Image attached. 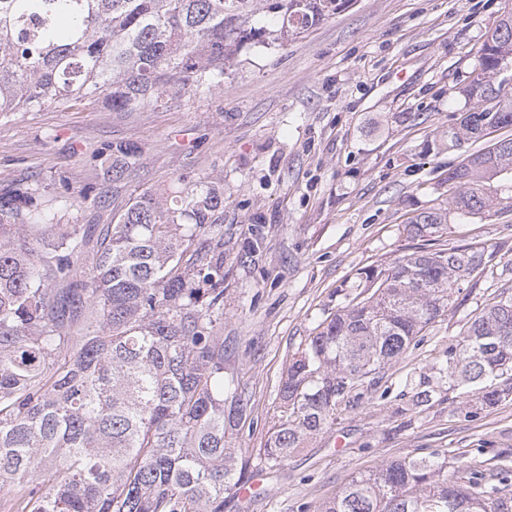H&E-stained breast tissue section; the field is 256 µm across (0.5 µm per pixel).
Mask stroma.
<instances>
[{"label":"stroma","instance_id":"stroma-1","mask_svg":"<svg viewBox=\"0 0 512 512\" xmlns=\"http://www.w3.org/2000/svg\"><path fill=\"white\" fill-rule=\"evenodd\" d=\"M512 11V0H354L301 37L245 45L219 87L171 90L134 112L95 97L0 114V196L35 189L59 224H108L146 190L178 178L220 180L224 209V374L252 414L229 431L232 447L264 446L290 356L344 305L359 269L387 268L418 242L409 216L447 208L449 167L476 149L449 148L471 102L462 94L476 50ZM126 142L141 158L105 203L100 156ZM496 203L450 216L434 249L480 243L489 273L467 289L387 381L282 467L249 468L256 486L224 512H317L354 473L407 456H445L449 469L512 468V400L472 407L439 374L467 320L512 282V177L495 180ZM428 378L435 398L397 415L407 380Z\"/></svg>","mask_w":512,"mask_h":512}]
</instances>
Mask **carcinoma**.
Returning <instances> with one entry per match:
<instances>
[{
    "instance_id": "cac0c4a2",
    "label": "carcinoma",
    "mask_w": 512,
    "mask_h": 512,
    "mask_svg": "<svg viewBox=\"0 0 512 512\" xmlns=\"http://www.w3.org/2000/svg\"><path fill=\"white\" fill-rule=\"evenodd\" d=\"M351 0H0V113L27 112L86 96L135 112L167 91L224 81L244 42L296 38ZM260 13L271 27H252ZM506 33L477 51L462 88L474 101L448 145L483 129L512 127V94L497 83L512 64ZM497 167L512 173V135ZM448 171L445 209L405 225L412 238L445 229L448 213L491 207L496 173L482 151ZM112 183L140 159L130 144L100 156ZM224 208L218 181L180 180L143 192L98 230L56 224L28 190L0 200V489L15 512H224L245 483L249 459L228 428L248 400L224 378V236L201 248ZM492 255L479 245L418 247L388 268L367 267L347 303L322 321L288 361L281 405L259 456L282 467L336 414L376 386L427 327L476 286ZM448 389L467 388L480 409L512 396V292L466 322L441 368ZM419 382L404 415L431 404ZM460 482L437 456L403 458L352 475L319 512H512L507 488Z\"/></svg>"
}]
</instances>
